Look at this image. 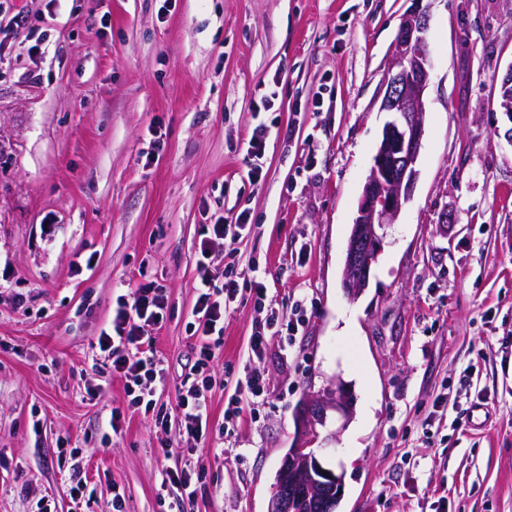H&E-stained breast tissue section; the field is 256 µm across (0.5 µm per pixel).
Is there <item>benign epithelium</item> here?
<instances>
[{
  "mask_svg": "<svg viewBox=\"0 0 512 512\" xmlns=\"http://www.w3.org/2000/svg\"><path fill=\"white\" fill-rule=\"evenodd\" d=\"M427 16L415 9L400 26L394 68L386 82L381 111L391 114L378 141L347 243L342 286L351 298L366 288L379 254L378 229L392 224L410 199L424 136V93L430 79ZM500 107L512 122V66L500 87ZM351 394L340 381L307 399L296 414L297 441L276 474L268 512H328L340 499L342 476L323 466L315 449L326 413L347 416Z\"/></svg>",
  "mask_w": 512,
  "mask_h": 512,
  "instance_id": "1",
  "label": "benign epithelium"
}]
</instances>
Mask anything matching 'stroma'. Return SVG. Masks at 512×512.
Segmentation results:
<instances>
[{"label": "stroma", "instance_id": "stroma-1", "mask_svg": "<svg viewBox=\"0 0 512 512\" xmlns=\"http://www.w3.org/2000/svg\"><path fill=\"white\" fill-rule=\"evenodd\" d=\"M429 15L431 81L410 199L384 225L357 299L347 239L389 113L393 45ZM512 0H0V512L47 494L73 512H179L158 495L184 465L175 432L131 407L120 380L93 398L94 344L120 295L168 296L156 340L168 407L198 339L189 324L203 224L249 211L216 245L259 269L281 313L306 295L296 336L273 337L263 405L219 433L260 315L249 291L224 318L188 512H267L303 401L332 383L315 445L344 475L336 512H512ZM275 106L260 112L261 99ZM270 136L252 184L244 141ZM120 411V430L110 415ZM77 474L59 471L62 446Z\"/></svg>", "mask_w": 512, "mask_h": 512}]
</instances>
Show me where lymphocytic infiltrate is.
Masks as SVG:
<instances>
[{
	"label": "lymphocytic infiltrate",
	"instance_id": "lymphocytic-infiltrate-1",
	"mask_svg": "<svg viewBox=\"0 0 512 512\" xmlns=\"http://www.w3.org/2000/svg\"><path fill=\"white\" fill-rule=\"evenodd\" d=\"M251 229L247 212L238 213L232 220L219 217L205 225L197 243V266L201 275L191 328L199 344L190 367L193 379L179 388L176 412H168L155 397L152 385L163 370L156 353L155 339L145 333L146 327L160 325L164 320L168 301L161 288L149 282L141 283L120 295L112 311L110 329L102 331L95 343L113 376L124 381L132 404L151 413L157 427L165 429L170 423H177L180 443L190 455L195 454L198 440L205 437L211 428L206 400L211 386L209 370L215 351L224 338V317L240 291L238 274L233 266H225L222 283H215L208 275L207 270L216 259L213 245L227 238H242ZM250 290L255 305L264 310L265 316L249 338L244 375L237 379L235 393L224 410L222 431L226 434L239 426L243 405L263 402L266 397L267 383L260 362L269 340L276 336L297 335L305 323L307 312L301 298L296 300L295 310L288 318L268 306L267 288L261 276H253ZM203 475L204 469L198 464L167 468L162 472L160 488L179 503L188 504L194 500L196 485Z\"/></svg>",
	"mask_w": 512,
	"mask_h": 512
}]
</instances>
